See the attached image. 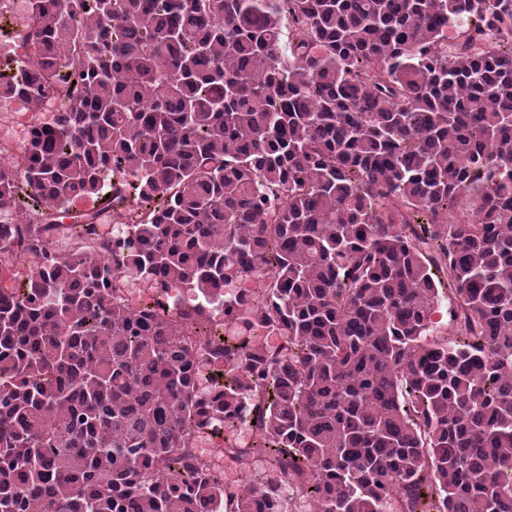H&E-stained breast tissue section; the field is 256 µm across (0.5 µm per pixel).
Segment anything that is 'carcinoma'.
<instances>
[{
  "label": "carcinoma",
  "mask_w": 512,
  "mask_h": 512,
  "mask_svg": "<svg viewBox=\"0 0 512 512\" xmlns=\"http://www.w3.org/2000/svg\"><path fill=\"white\" fill-rule=\"evenodd\" d=\"M20 38L0 99H65L0 161V275L39 260L0 512H512V0H28ZM239 422L273 468L228 495L197 446Z\"/></svg>",
  "instance_id": "1"
}]
</instances>
